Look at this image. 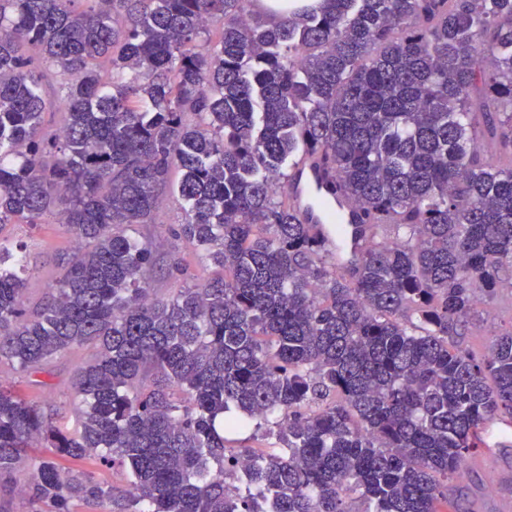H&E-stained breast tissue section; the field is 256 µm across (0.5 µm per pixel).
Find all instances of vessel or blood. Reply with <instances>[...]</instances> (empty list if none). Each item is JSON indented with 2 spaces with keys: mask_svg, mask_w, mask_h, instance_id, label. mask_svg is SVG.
<instances>
[{
  "mask_svg": "<svg viewBox=\"0 0 512 512\" xmlns=\"http://www.w3.org/2000/svg\"><path fill=\"white\" fill-rule=\"evenodd\" d=\"M288 190L302 223L317 225L322 238H332V224L324 213L316 208L315 199L324 198L331 201L335 209L341 213L344 223L354 224L358 221L355 209L336 192L332 177L314 159L304 158L294 165Z\"/></svg>",
  "mask_w": 512,
  "mask_h": 512,
  "instance_id": "obj_1",
  "label": "vessel or blood"
}]
</instances>
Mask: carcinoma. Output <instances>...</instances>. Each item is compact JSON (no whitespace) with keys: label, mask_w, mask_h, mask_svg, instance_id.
I'll return each mask as SVG.
<instances>
[{"label":"carcinoma","mask_w":512,"mask_h":512,"mask_svg":"<svg viewBox=\"0 0 512 512\" xmlns=\"http://www.w3.org/2000/svg\"><path fill=\"white\" fill-rule=\"evenodd\" d=\"M306 155L361 211L329 243ZM167 196L222 274L159 297ZM51 218L77 247L33 314L0 237V368L96 353L72 432L0 384V512H438L512 419V330L464 342L512 288V0H0V227ZM252 421L279 447H229ZM335 185L330 174L316 160L303 158L292 169L288 186L295 212L303 224H318L322 238L333 237L332 224L324 213L316 208L314 200L324 198L331 201L342 214V224H357L358 215L347 200L334 190ZM478 311L474 325H469L465 336L466 345L478 356L489 353L495 336L506 331L511 325V313L500 302V297L476 306Z\"/></svg>","instance_id":"obj_1"}]
</instances>
